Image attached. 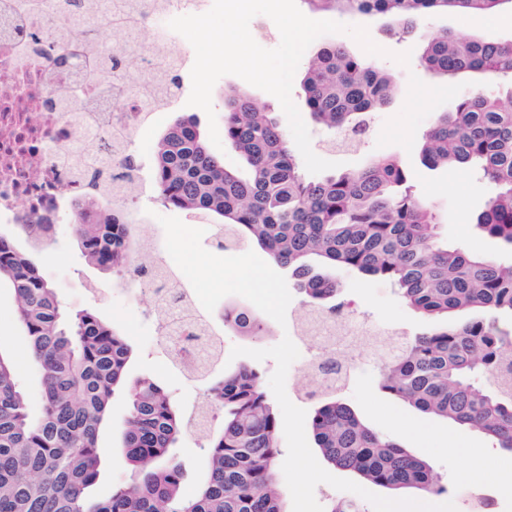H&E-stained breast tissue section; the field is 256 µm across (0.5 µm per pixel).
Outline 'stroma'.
Masks as SVG:
<instances>
[{"label": "stroma", "mask_w": 512, "mask_h": 512, "mask_svg": "<svg viewBox=\"0 0 512 512\" xmlns=\"http://www.w3.org/2000/svg\"><path fill=\"white\" fill-rule=\"evenodd\" d=\"M341 21L347 25L367 27L371 39L382 48L392 52H410V64L404 67L391 59L378 58V65L396 80L397 94L387 105L374 112L369 133L352 149L331 148L330 133L316 124H309L313 152L321 158L340 162L345 168L359 167L379 157L396 159L408 171L414 192L429 202L435 215L434 233L439 245L506 258L507 253L500 244L481 232L476 225L477 215L494 192L493 186L468 170L460 169L452 173L443 168L430 170L420 161L424 134L438 113L453 110L457 89L426 71L420 65L419 58L424 43L443 32L462 37L505 40L512 37V23H503L496 15L442 13L423 17L412 34L402 37L390 34L392 20L385 15H345ZM230 87L246 92L255 103L271 112L280 126H287V118L273 95L235 75L221 77L213 88L212 103L216 114H223L224 91ZM188 117L194 118L201 134H208V118L203 110L178 105L161 113L157 120L148 123L137 134L135 148L143 160L154 163L163 134L176 121ZM132 215L142 234L155 239L157 243L156 248L148 252L150 260L168 267L172 266L173 260L164 246L165 232L159 222L160 217L174 216L187 226L204 229L202 245L206 248L210 247L216 230L215 225L196 213L163 206L151 190L133 208ZM35 261L43 276L58 289L65 306L95 310L104 320L123 331L133 349L128 378L148 376L155 379L171 394L184 413H191L195 403L207 394L213 377L235 370V363L227 359L232 347L269 348L287 334L292 335L301 358L289 368L286 393L294 405L310 409V401L301 393V359L310 354L311 348L295 334L304 308L300 293L292 295L285 325H273V333L269 336L241 338L220 324L218 313H209L208 318L214 322L220 336L223 356L211 369L209 376L191 377L171 364L164 345L158 339L149 292L139 285L125 283L112 272L88 265L68 224L55 228L51 248L36 255ZM336 279L342 286V299L355 301L360 306L362 321L371 331L370 336L356 338L346 350L353 368L342 390L343 399L369 426L424 461L444 487L440 494L410 489L406 492L407 497L435 504L450 501L454 503L456 512H471L474 503L485 495L493 494L498 501L496 512H512V494H500L497 470L488 469L477 481L465 477L472 465L464 452L465 447L479 444L489 451H496L497 446L489 437L453 422L425 415L378 388L382 348L375 345L373 332L396 331L408 340L429 330L431 321L410 308L390 282L374 278L360 279L344 270L337 271ZM0 341L17 354L27 349V337L15 317L13 295L4 280L0 281ZM129 410L125 392L116 391L112 397L110 418L99 436L102 471L93 488L96 497H109L113 484L129 480L131 476L130 465L122 449ZM173 456L184 473L182 491L185 495H192L206 472L202 436L191 430L186 431L176 443Z\"/></svg>", "instance_id": "1"}]
</instances>
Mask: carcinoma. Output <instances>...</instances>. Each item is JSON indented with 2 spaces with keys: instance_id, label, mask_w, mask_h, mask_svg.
<instances>
[{
  "instance_id": "1",
  "label": "carcinoma",
  "mask_w": 512,
  "mask_h": 512,
  "mask_svg": "<svg viewBox=\"0 0 512 512\" xmlns=\"http://www.w3.org/2000/svg\"><path fill=\"white\" fill-rule=\"evenodd\" d=\"M512 0H303L313 10L389 14L396 34L438 12L494 14ZM92 23L72 25L68 41L90 43ZM421 65L461 87L454 111L436 117L426 134L423 164L453 170L472 165L496 186L476 223L512 253V108L490 85L512 81V40L483 41L443 34L424 47ZM310 116L334 131L358 129L394 93L390 74L342 45L317 49L303 81ZM224 143L242 161L228 168L191 119L171 127L158 145L154 189L170 208L221 218L216 247L256 245L288 270L306 305L340 312L336 269L386 280L405 302L437 325L381 356V391L418 411L477 429L512 452V259L476 256L437 244L434 215L416 199L405 171L390 157L339 174L306 176L288 134L271 113L240 91L224 93ZM101 197L82 200L72 230L83 256L118 275L137 262L135 223L99 214ZM29 251L0 231V279L14 292L16 318L42 380L40 415L32 417L18 383L22 359L0 344V512H286L275 478L280 417L259 371L242 365L210 388L222 400L220 426L204 427L207 470L195 496L180 493L183 472L171 448L187 419L150 379L128 381L132 348L95 311H68L57 289L29 258L50 243L49 224H24ZM457 311L471 317L448 322ZM222 322L244 337L266 336L261 311L224 307ZM130 415L123 435L131 481L105 500L89 495L100 474L98 438L115 391ZM309 431L322 459L389 489L440 493L430 467L365 425L339 389L312 392ZM328 512H364L354 498L333 499Z\"/></svg>"
}]
</instances>
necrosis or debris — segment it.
<instances>
[{
	"instance_id": "1",
	"label": "necrosis or debris",
	"mask_w": 512,
	"mask_h": 512,
	"mask_svg": "<svg viewBox=\"0 0 512 512\" xmlns=\"http://www.w3.org/2000/svg\"><path fill=\"white\" fill-rule=\"evenodd\" d=\"M69 2L0 0L1 225L30 223L36 213L46 223H59L91 193L124 207L144 194L149 175L139 166L131 193L113 197L112 163L133 154L134 134L154 109L126 91L120 71L108 80L99 76L100 64L128 55L138 58L143 72L163 69L172 41L160 35L144 44L146 23L206 9V0H148L146 21H124L111 51L96 46L86 54L75 48L72 64L60 67L46 61L40 36L48 18L73 23ZM151 293L160 335L193 365L213 344L183 315L185 304H196V295L167 282L154 283Z\"/></svg>"
}]
</instances>
